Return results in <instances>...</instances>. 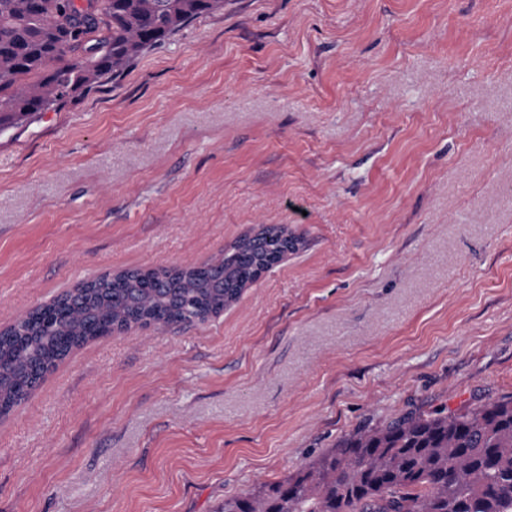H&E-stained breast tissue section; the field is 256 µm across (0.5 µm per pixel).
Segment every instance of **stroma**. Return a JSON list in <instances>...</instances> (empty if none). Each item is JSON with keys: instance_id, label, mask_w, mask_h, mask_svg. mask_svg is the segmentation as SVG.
<instances>
[{"instance_id": "1", "label": "stroma", "mask_w": 512, "mask_h": 512, "mask_svg": "<svg viewBox=\"0 0 512 512\" xmlns=\"http://www.w3.org/2000/svg\"><path fill=\"white\" fill-rule=\"evenodd\" d=\"M299 251L90 340L0 419V512H221L362 429L512 394V0H224L0 134V328L82 280Z\"/></svg>"}]
</instances>
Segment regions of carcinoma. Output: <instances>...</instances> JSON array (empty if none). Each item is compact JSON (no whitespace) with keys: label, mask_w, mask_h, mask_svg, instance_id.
<instances>
[{"label":"carcinoma","mask_w":512,"mask_h":512,"mask_svg":"<svg viewBox=\"0 0 512 512\" xmlns=\"http://www.w3.org/2000/svg\"><path fill=\"white\" fill-rule=\"evenodd\" d=\"M223 0H0V133L122 72ZM73 55L62 62L66 54ZM282 245L236 246L220 266L104 276L62 306L0 335V396L9 402L101 323H194L237 301ZM224 512H512V395L472 409L418 414L355 433L275 484L224 499Z\"/></svg>","instance_id":"obj_1"}]
</instances>
